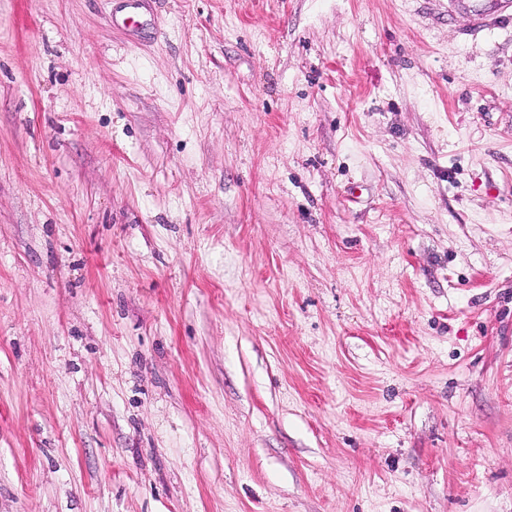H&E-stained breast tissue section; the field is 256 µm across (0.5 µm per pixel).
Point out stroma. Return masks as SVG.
I'll return each mask as SVG.
<instances>
[{"label":"stroma","instance_id":"1","mask_svg":"<svg viewBox=\"0 0 512 512\" xmlns=\"http://www.w3.org/2000/svg\"><path fill=\"white\" fill-rule=\"evenodd\" d=\"M118 6L0 0V512H512V27ZM146 0H124V13L121 18H112V24L129 30H137L141 39L158 41L161 29L152 19L145 18L143 5Z\"/></svg>","mask_w":512,"mask_h":512}]
</instances>
